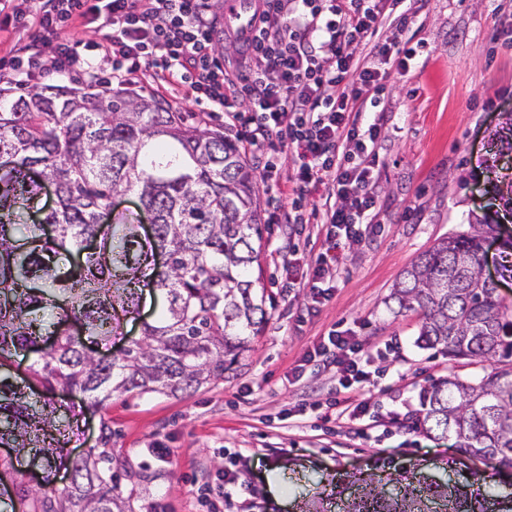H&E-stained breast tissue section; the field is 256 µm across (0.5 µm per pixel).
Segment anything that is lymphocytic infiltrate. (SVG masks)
Here are the masks:
<instances>
[{
	"instance_id": "obj_1",
	"label": "lymphocytic infiltrate",
	"mask_w": 512,
	"mask_h": 512,
	"mask_svg": "<svg viewBox=\"0 0 512 512\" xmlns=\"http://www.w3.org/2000/svg\"><path fill=\"white\" fill-rule=\"evenodd\" d=\"M403 0H252L258 26L244 37L226 32L215 0H15L10 20L31 40L0 62L18 88L37 77L62 80L112 59V80L143 75L186 89L207 113H223L245 151L261 164L274 200L270 224L317 218L323 249L314 260L288 262V285H308L325 304L338 276L336 250L360 241L377 223L379 140L393 118L380 94L392 72H407L417 54L416 14ZM396 34H382L385 19ZM99 39L82 44L66 33L77 20ZM55 43L45 56L41 35ZM293 174L283 177L285 163ZM317 366L336 367L349 390L368 378L369 358L350 330H331L316 349Z\"/></svg>"
}]
</instances>
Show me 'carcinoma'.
<instances>
[{
	"label": "carcinoma",
	"instance_id": "carcinoma-1",
	"mask_svg": "<svg viewBox=\"0 0 512 512\" xmlns=\"http://www.w3.org/2000/svg\"><path fill=\"white\" fill-rule=\"evenodd\" d=\"M0 448L43 468L24 490L28 512H134L126 462L100 419L97 447L73 459L63 437L78 413L34 400L38 384L81 394V411L104 409L112 394H188L224 378L269 320L257 287L263 228L256 166L221 130L201 129L154 97L97 83L32 88L0 111ZM58 205L40 224L20 213L37 206L42 182ZM136 193L154 232L112 211V196ZM495 226L469 225L422 253L392 288L396 313L420 316L418 343L487 362L474 381L456 375L422 391L420 425L455 437L458 451L512 469V308L482 276ZM166 295L142 337L118 359L94 358L90 344L122 335L139 291ZM20 351L37 355L17 378ZM69 470L70 486L51 475ZM377 474L352 477L357 494L325 492L307 512H512V492L486 482L439 483L415 467L388 494Z\"/></svg>",
	"mask_w": 512,
	"mask_h": 512
}]
</instances>
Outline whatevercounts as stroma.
<instances>
[{
    "label": "stroma",
    "mask_w": 512,
    "mask_h": 512,
    "mask_svg": "<svg viewBox=\"0 0 512 512\" xmlns=\"http://www.w3.org/2000/svg\"><path fill=\"white\" fill-rule=\"evenodd\" d=\"M416 13L425 52L409 72L392 74L385 96L394 126L378 144L381 222L359 243L338 250L333 296L306 312L307 292L283 288L279 249L294 242L306 258L321 248L316 225L289 238L287 226H267L255 273L270 297L271 318L235 371L179 397L114 394L103 414H85L67 437L72 455L95 446L101 420L112 424V449L131 465L123 490H135V512H307L321 492L346 475L424 472L460 480L454 437L420 432L419 395L430 379L474 380L483 365L448 358L417 343L419 316L392 314L393 285L423 252L448 234L482 220L499 228L488 273L512 306V277L499 266L500 241L512 237V209L495 185L512 181V42L497 31L512 27V0H407ZM164 297L143 289L122 336L93 346L94 356H119L141 336V323ZM351 329L370 357L367 383L348 393L349 405L368 406L376 421L367 434L332 419L336 374L307 372L291 382L330 329ZM167 452L157 460L154 449ZM158 477H142V463ZM281 489L269 485L272 469ZM237 471L248 486L224 505L222 477ZM207 483L201 501L190 485Z\"/></svg>",
    "instance_id": "35a3bbf8"
}]
</instances>
